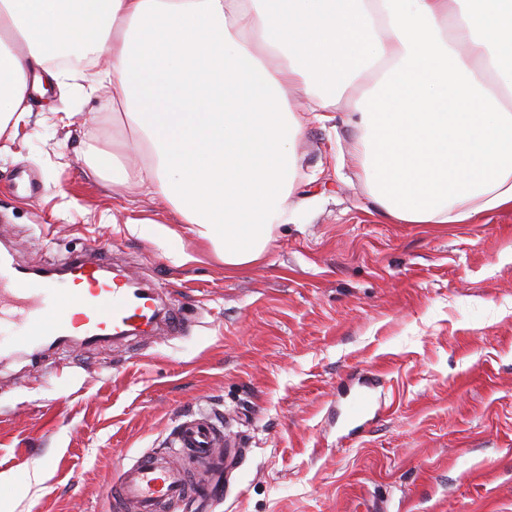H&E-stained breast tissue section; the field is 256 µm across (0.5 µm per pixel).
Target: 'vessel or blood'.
Here are the masks:
<instances>
[{
  "mask_svg": "<svg viewBox=\"0 0 512 512\" xmlns=\"http://www.w3.org/2000/svg\"><path fill=\"white\" fill-rule=\"evenodd\" d=\"M158 291L126 275H109L99 259L69 257L62 268L23 266L0 256V352L38 351L48 342L82 338H129L163 319L170 335L182 321L161 313ZM371 401L350 400L347 416L355 428L367 423ZM224 450V469L232 471L239 449L224 442V431L205 414L181 422L166 450H149L122 464L112 478L115 512H179L199 497V476L211 463L210 451Z\"/></svg>",
  "mask_w": 512,
  "mask_h": 512,
  "instance_id": "vessel-or-blood-1",
  "label": "vessel or blood"
}]
</instances>
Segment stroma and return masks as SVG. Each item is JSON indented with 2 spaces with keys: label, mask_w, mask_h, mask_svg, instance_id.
Masks as SVG:
<instances>
[{
  "label": "stroma",
  "mask_w": 512,
  "mask_h": 512,
  "mask_svg": "<svg viewBox=\"0 0 512 512\" xmlns=\"http://www.w3.org/2000/svg\"><path fill=\"white\" fill-rule=\"evenodd\" d=\"M109 92L48 83L0 134V250L36 266L90 251L162 288L179 335L0 357V512H112L121 462L205 413L243 455L207 512H512V209L472 224L372 210L345 117L302 125L296 177L264 262L229 274L183 233L166 251L134 220L172 204L92 176L112 148ZM371 384L377 413L345 435Z\"/></svg>",
  "instance_id": "1"
}]
</instances>
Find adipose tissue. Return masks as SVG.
Masks as SVG:
<instances>
[{
    "mask_svg": "<svg viewBox=\"0 0 512 512\" xmlns=\"http://www.w3.org/2000/svg\"><path fill=\"white\" fill-rule=\"evenodd\" d=\"M62 55L106 59L92 81L133 133L92 174L167 198L226 270L265 257L300 133L292 85L319 112L360 90L351 148L390 220L512 208V0H0V134L27 88L80 78Z\"/></svg>",
    "mask_w": 512,
    "mask_h": 512,
    "instance_id": "ef3b65f1",
    "label": "adipose tissue"
}]
</instances>
